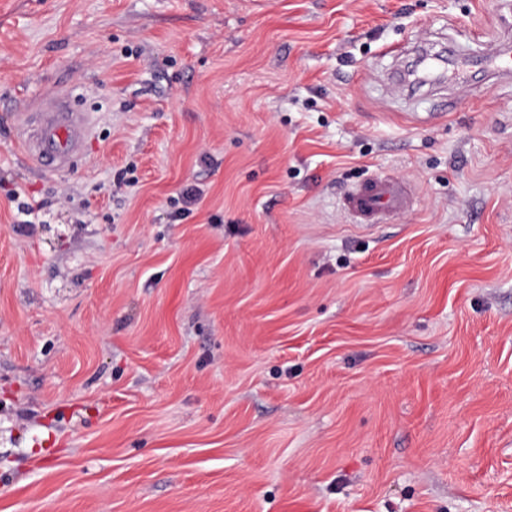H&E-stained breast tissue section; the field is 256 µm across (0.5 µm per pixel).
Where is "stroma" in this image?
<instances>
[{
  "label": "stroma",
  "instance_id": "stroma-1",
  "mask_svg": "<svg viewBox=\"0 0 512 512\" xmlns=\"http://www.w3.org/2000/svg\"><path fill=\"white\" fill-rule=\"evenodd\" d=\"M448 47L512 0H0V512H512V78L395 89ZM39 109L27 114L18 143L38 165L68 170L89 133L90 113L74 109L68 92L43 100ZM341 199V208L353 224H379L387 215L404 213L414 206L406 184L388 177L355 185Z\"/></svg>",
  "mask_w": 512,
  "mask_h": 512
}]
</instances>
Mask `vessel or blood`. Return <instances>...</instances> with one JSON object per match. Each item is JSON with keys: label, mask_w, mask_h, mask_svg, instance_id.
<instances>
[{"label": "vessel or blood", "mask_w": 512, "mask_h": 512, "mask_svg": "<svg viewBox=\"0 0 512 512\" xmlns=\"http://www.w3.org/2000/svg\"><path fill=\"white\" fill-rule=\"evenodd\" d=\"M89 113L71 105L69 93L43 100L20 126L19 145L38 165L58 171L70 169L72 160L89 133ZM414 198L406 184L388 177H376L349 189L341 208L351 223L377 224L390 214L409 211Z\"/></svg>", "instance_id": "1"}]
</instances>
